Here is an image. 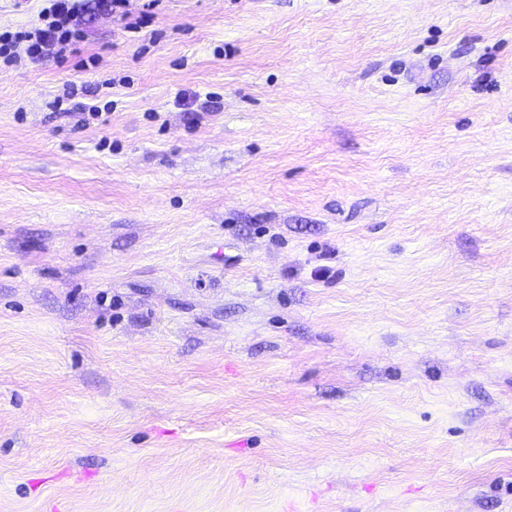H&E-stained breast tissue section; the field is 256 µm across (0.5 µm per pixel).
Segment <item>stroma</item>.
Wrapping results in <instances>:
<instances>
[{
	"instance_id": "obj_1",
	"label": "stroma",
	"mask_w": 512,
	"mask_h": 512,
	"mask_svg": "<svg viewBox=\"0 0 512 512\" xmlns=\"http://www.w3.org/2000/svg\"><path fill=\"white\" fill-rule=\"evenodd\" d=\"M82 5L0 63V512H512V0ZM46 5L29 27L0 32V59L7 65L63 58L82 38L80 0H43Z\"/></svg>"
}]
</instances>
